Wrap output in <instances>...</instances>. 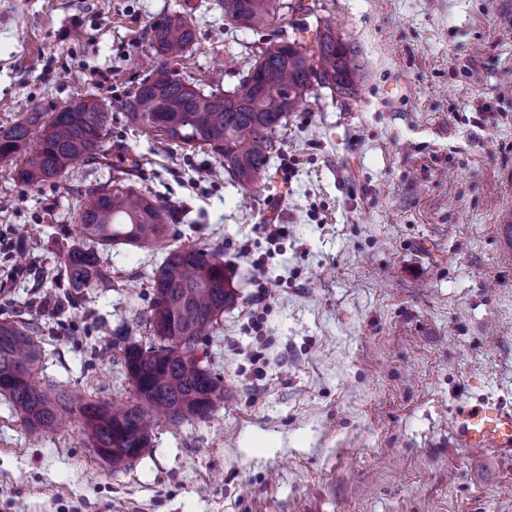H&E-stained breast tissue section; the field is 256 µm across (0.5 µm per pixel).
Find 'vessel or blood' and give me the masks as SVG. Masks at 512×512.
I'll return each instance as SVG.
<instances>
[{"mask_svg":"<svg viewBox=\"0 0 512 512\" xmlns=\"http://www.w3.org/2000/svg\"><path fill=\"white\" fill-rule=\"evenodd\" d=\"M456 446L492 451L512 457V404L481 400L460 406L450 422Z\"/></svg>","mask_w":512,"mask_h":512,"instance_id":"b4317fda","label":"vessel or blood"}]
</instances>
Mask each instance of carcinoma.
I'll list each match as a JSON object with an SVG mask.
<instances>
[{
    "instance_id": "1",
    "label": "carcinoma",
    "mask_w": 512,
    "mask_h": 512,
    "mask_svg": "<svg viewBox=\"0 0 512 512\" xmlns=\"http://www.w3.org/2000/svg\"><path fill=\"white\" fill-rule=\"evenodd\" d=\"M282 7L280 0H224V21L253 32L267 29ZM195 40V25L181 12L150 28L153 64L123 104L126 119L161 143L207 148L244 187L262 179L277 130L314 86L341 96L355 92V51L329 22L317 29L312 51L298 39L264 40L232 90L207 91L181 76L177 65ZM111 117V105L91 95L54 112L32 108L25 118L0 127V160L21 158L16 172L23 182L58 181L80 160H108ZM175 221L173 208L127 183L121 170L110 183L86 191L78 213L80 238L57 251L55 278L66 280L67 302L90 288H114L104 249L115 243L153 249ZM149 282L151 308L138 323L147 340L120 332L112 337L119 351L114 362L134 387V400L122 405L61 383L40 386L41 324L34 318L0 321V395L30 437L76 422L95 452L139 458L152 450L155 420L208 419L224 401L223 377L199 356L216 333L224 305L233 301L221 255L191 245L169 248L153 263Z\"/></svg>"
}]
</instances>
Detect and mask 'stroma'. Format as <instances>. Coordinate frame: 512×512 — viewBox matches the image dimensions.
Returning a JSON list of instances; mask_svg holds the SVG:
<instances>
[{
	"label": "stroma",
	"instance_id": "obj_1",
	"mask_svg": "<svg viewBox=\"0 0 512 512\" xmlns=\"http://www.w3.org/2000/svg\"><path fill=\"white\" fill-rule=\"evenodd\" d=\"M287 3L264 34L226 26L222 0H0V126L112 103L110 165L29 185L0 162V321L46 323L42 384L131 399L110 335L151 306L149 253L105 249L118 287L73 306L43 280L125 156L183 213L169 245L223 254L236 293L208 346L223 404L154 426L124 467L75 425L29 439L0 397V512H512V460L449 436L462 402H512V0ZM174 11L196 26L184 74L226 90L266 34L335 21L355 93L310 91L265 186L242 188L207 149L126 123L148 32ZM271 224L287 229L274 245Z\"/></svg>",
	"mask_w": 512,
	"mask_h": 512
}]
</instances>
